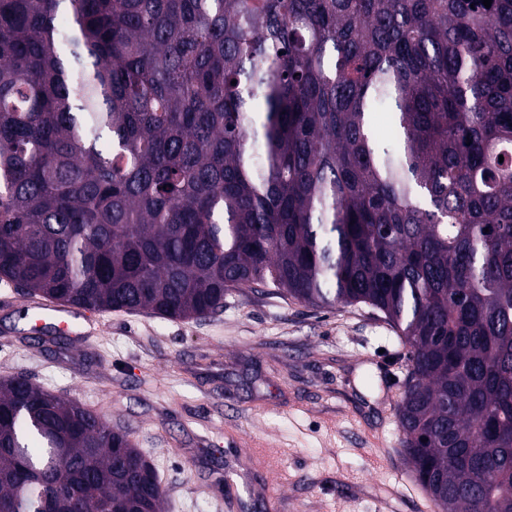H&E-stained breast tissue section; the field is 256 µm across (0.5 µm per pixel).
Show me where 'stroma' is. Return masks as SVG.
<instances>
[{
  "mask_svg": "<svg viewBox=\"0 0 512 512\" xmlns=\"http://www.w3.org/2000/svg\"><path fill=\"white\" fill-rule=\"evenodd\" d=\"M3 293L0 379L128 432L165 512H440L402 454L408 361L378 310L244 288L213 316L100 311L85 338L48 345L26 330L27 295Z\"/></svg>",
  "mask_w": 512,
  "mask_h": 512,
  "instance_id": "35a3bbf8",
  "label": "stroma"
}]
</instances>
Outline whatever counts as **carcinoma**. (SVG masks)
Segmentation results:
<instances>
[{"mask_svg":"<svg viewBox=\"0 0 512 512\" xmlns=\"http://www.w3.org/2000/svg\"><path fill=\"white\" fill-rule=\"evenodd\" d=\"M0 281L175 320L369 305L418 483L512 512V0H0ZM90 504L163 512L154 465L1 379L0 512Z\"/></svg>","mask_w":512,"mask_h":512,"instance_id":"obj_1","label":"carcinoma"}]
</instances>
